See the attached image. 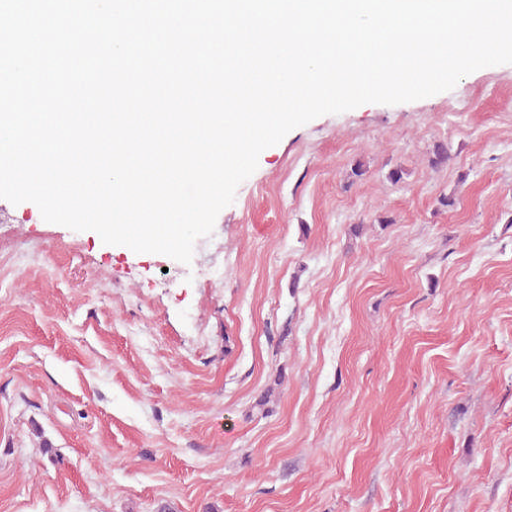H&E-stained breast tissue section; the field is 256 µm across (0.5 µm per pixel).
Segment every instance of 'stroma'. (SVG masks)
<instances>
[{
  "instance_id": "35a3bbf8",
  "label": "stroma",
  "mask_w": 512,
  "mask_h": 512,
  "mask_svg": "<svg viewBox=\"0 0 512 512\" xmlns=\"http://www.w3.org/2000/svg\"><path fill=\"white\" fill-rule=\"evenodd\" d=\"M210 239L0 199V512H512V64L294 128Z\"/></svg>"
}]
</instances>
